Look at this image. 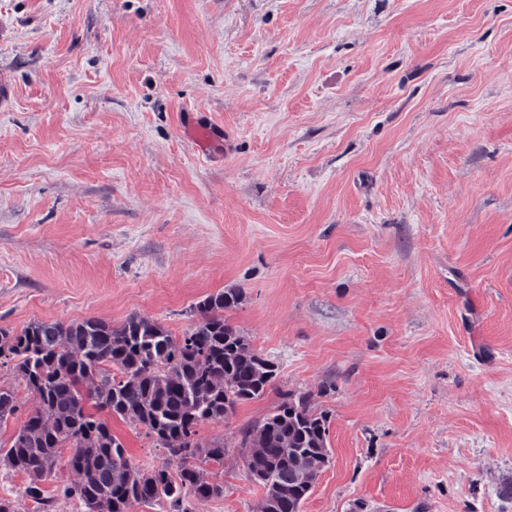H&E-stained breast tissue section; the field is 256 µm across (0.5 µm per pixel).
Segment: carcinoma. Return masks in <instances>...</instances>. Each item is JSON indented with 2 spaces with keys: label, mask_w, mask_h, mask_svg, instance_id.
I'll use <instances>...</instances> for the list:
<instances>
[{
  "label": "carcinoma",
  "mask_w": 512,
  "mask_h": 512,
  "mask_svg": "<svg viewBox=\"0 0 512 512\" xmlns=\"http://www.w3.org/2000/svg\"><path fill=\"white\" fill-rule=\"evenodd\" d=\"M239 302L233 290L206 296L197 306L201 320L178 340L138 314L119 326L88 318L37 320L18 332L0 328V368L21 376L37 401L24 427L0 441V469L25 474V495L46 506L41 483L66 463L78 479L63 494L83 512H131L136 503L160 501L169 512H187L185 499L223 494L208 466H224V442L201 447L196 426L262 398L276 377L275 364L224 318ZM87 399L98 411L145 427L156 447L180 461L178 473L132 465ZM19 411L15 389L0 385V426ZM328 438L329 420L311 410L306 394L288 395L241 431L239 447L250 449L247 474L264 492L265 512H301L329 462Z\"/></svg>",
  "instance_id": "obj_1"
}]
</instances>
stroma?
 <instances>
[{
	"label": "stroma",
	"instance_id": "obj_1",
	"mask_svg": "<svg viewBox=\"0 0 512 512\" xmlns=\"http://www.w3.org/2000/svg\"><path fill=\"white\" fill-rule=\"evenodd\" d=\"M0 86V327L179 338L236 288L278 366L192 512H260L237 439L288 393L301 512H512V0H0Z\"/></svg>",
	"mask_w": 512,
	"mask_h": 512
}]
</instances>
